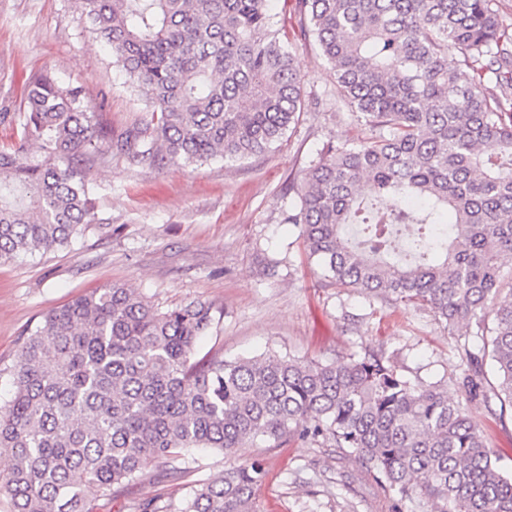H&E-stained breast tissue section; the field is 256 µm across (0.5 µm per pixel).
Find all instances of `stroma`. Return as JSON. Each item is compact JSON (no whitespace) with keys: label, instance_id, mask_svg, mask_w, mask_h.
Listing matches in <instances>:
<instances>
[{"label":"stroma","instance_id":"35a3bbf8","mask_svg":"<svg viewBox=\"0 0 512 512\" xmlns=\"http://www.w3.org/2000/svg\"><path fill=\"white\" fill-rule=\"evenodd\" d=\"M305 107L296 126L267 153L204 165L129 164L116 155L93 168L94 227L72 247L0 263V405L13 393L11 371L23 339L49 310L113 284L166 310L210 304L214 323L201 352L225 359L274 351L329 360L367 351L392 357L412 383L447 384L512 473V407L495 395L467 398L469 356L482 342L449 330L429 310L340 288L321 278L296 225L289 192L323 142L356 139L360 127L336 104V78L314 41L293 39ZM50 72L82 87L104 126L120 139L147 109L109 49L85 30L77 0H0V113L18 111L29 81ZM260 459L266 477L259 512H429L399 499L370 464L327 443L256 441L235 456L203 455L184 479L155 467L115 493L100 512L179 501L186 484L223 473L235 459Z\"/></svg>","mask_w":512,"mask_h":512}]
</instances>
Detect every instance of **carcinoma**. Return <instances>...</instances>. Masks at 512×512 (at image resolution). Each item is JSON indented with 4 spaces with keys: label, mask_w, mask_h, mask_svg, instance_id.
I'll list each match as a JSON object with an SVG mask.
<instances>
[{
    "label": "carcinoma",
    "mask_w": 512,
    "mask_h": 512,
    "mask_svg": "<svg viewBox=\"0 0 512 512\" xmlns=\"http://www.w3.org/2000/svg\"><path fill=\"white\" fill-rule=\"evenodd\" d=\"M268 0H78L149 119L112 142L82 88L35 76L1 114L0 261L70 246L92 228L89 170L112 151L138 165L238 161L281 141L303 112L290 38ZM297 36L336 75V99L365 134L328 141L288 190L309 257L340 287L476 323L512 404V26L494 0H295ZM105 147L90 150L93 140ZM211 306L159 310L112 285L48 311L12 370L0 449L13 456L14 512H97L103 496L159 462L184 474L192 448L231 455L330 441L370 463L400 499L430 512H512V476L445 385L416 386L366 352L308 361L268 352L197 357ZM466 395L484 393L471 360ZM258 460L188 486L174 507L257 512Z\"/></svg>",
    "instance_id": "cac0c4a2"
}]
</instances>
